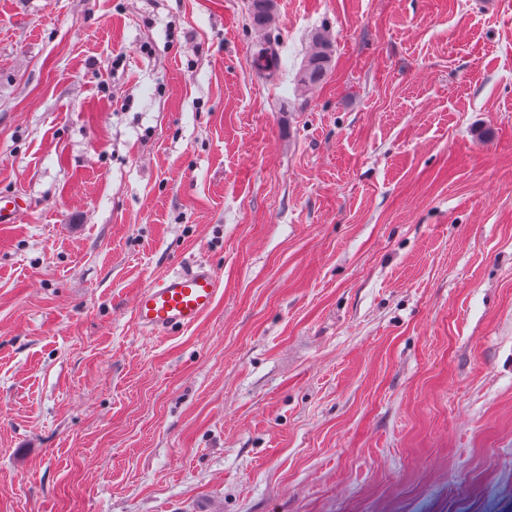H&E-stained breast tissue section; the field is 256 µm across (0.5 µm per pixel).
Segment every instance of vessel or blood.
Masks as SVG:
<instances>
[{"label":"vessel or blood","instance_id":"b4317fda","mask_svg":"<svg viewBox=\"0 0 512 512\" xmlns=\"http://www.w3.org/2000/svg\"><path fill=\"white\" fill-rule=\"evenodd\" d=\"M221 286L216 270L205 263L165 275L139 291L134 321L151 335L194 326L212 310Z\"/></svg>","mask_w":512,"mask_h":512}]
</instances>
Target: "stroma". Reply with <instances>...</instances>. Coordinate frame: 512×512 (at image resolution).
<instances>
[{"instance_id":"obj_1","label":"stroma","mask_w":512,"mask_h":512,"mask_svg":"<svg viewBox=\"0 0 512 512\" xmlns=\"http://www.w3.org/2000/svg\"><path fill=\"white\" fill-rule=\"evenodd\" d=\"M248 2L0 0V512H512V0ZM251 16L254 26L259 28L271 27L275 21L273 0H251ZM332 41L325 32L312 37V49L296 72L295 84L299 91L319 84L326 76L332 61ZM275 44V40L267 39L253 50L255 70L268 77L273 76L279 66V54ZM221 287L218 273L205 263L167 274L139 291L134 321L151 335L194 326L212 310Z\"/></svg>"}]
</instances>
